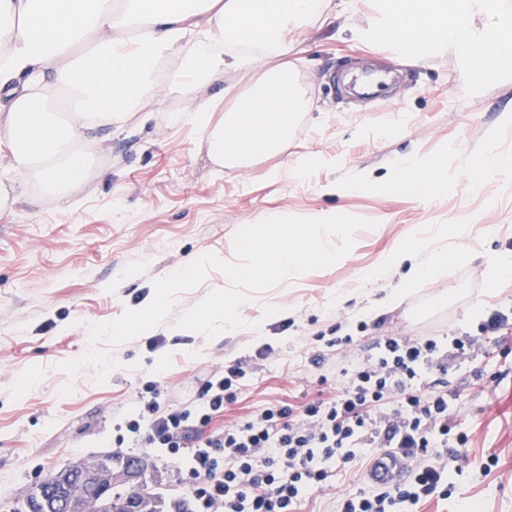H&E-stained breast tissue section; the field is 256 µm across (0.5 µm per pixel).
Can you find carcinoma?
<instances>
[{
  "instance_id": "1",
  "label": "carcinoma",
  "mask_w": 512,
  "mask_h": 512,
  "mask_svg": "<svg viewBox=\"0 0 512 512\" xmlns=\"http://www.w3.org/2000/svg\"><path fill=\"white\" fill-rule=\"evenodd\" d=\"M82 463L84 459L78 458L60 470L49 472L13 512H55L54 495L57 485L64 480L74 485L72 501L74 507L81 508V512H129L132 505L140 512H188L185 503L168 502L157 494L149 493L134 500L130 493L120 488L109 492L95 484L80 483L72 477L70 470Z\"/></svg>"
}]
</instances>
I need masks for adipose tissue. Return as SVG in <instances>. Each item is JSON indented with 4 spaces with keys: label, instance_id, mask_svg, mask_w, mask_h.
<instances>
[{
    "label": "adipose tissue",
    "instance_id": "ef3b65f1",
    "mask_svg": "<svg viewBox=\"0 0 512 512\" xmlns=\"http://www.w3.org/2000/svg\"><path fill=\"white\" fill-rule=\"evenodd\" d=\"M494 0H373L353 39L397 55L452 47L472 69L512 66V16L476 27ZM333 0H0V194L20 203L19 174L36 176L59 205L74 204L112 127L176 96L216 168L236 170L287 150L297 113L310 109L288 57L292 32L329 19ZM241 73L229 104L208 90ZM447 226L428 240L426 263L388 289L431 279L448 263Z\"/></svg>",
    "mask_w": 512,
    "mask_h": 512
}]
</instances>
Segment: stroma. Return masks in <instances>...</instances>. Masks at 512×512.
<instances>
[{
    "label": "stroma",
    "instance_id": "obj_1",
    "mask_svg": "<svg viewBox=\"0 0 512 512\" xmlns=\"http://www.w3.org/2000/svg\"><path fill=\"white\" fill-rule=\"evenodd\" d=\"M337 31L313 23L294 36L305 48L297 78L314 109L296 119L287 151L217 172L171 96L142 131H113L74 209H59L32 180L26 202L0 216V512H11L49 471L107 452L144 459L149 486L183 499L186 468L127 430L149 394L161 408L191 411L203 381L242 364L251 375L212 422L216 430L278 403L298 412L332 397L345 369L380 337H429L446 351L453 338L480 335L491 311L512 317V275L493 287L486 280L492 258L512 254V170L471 181L476 159L512 156V128L501 125L512 110V71L477 85L454 51L400 59ZM442 153L435 197L393 187L408 158ZM363 174L374 188L358 186ZM278 210L304 218L333 211L375 226L357 230L332 266L254 293L234 334L208 339L175 325L210 291L228 287L212 270L176 296L172 315L149 335L112 347L118 366L105 382L90 367L72 380L59 370L88 351L89 325L150 302L155 279L199 256H227L239 228ZM441 224L470 225V234L448 236L437 282L386 303V287L408 268H386L383 259L396 242L425 238ZM344 336L349 344L333 345ZM435 378L454 394L468 442L452 498L429 501L422 512H512V325L477 357L447 358ZM68 382L73 392L61 395ZM491 456L497 466L483 471ZM331 482L300 512H336L338 496L365 487L368 475L337 470Z\"/></svg>",
    "mask_w": 512,
    "mask_h": 512
}]
</instances>
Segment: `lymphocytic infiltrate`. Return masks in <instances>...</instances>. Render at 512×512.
Listing matches in <instances>:
<instances>
[{
	"label": "lymphocytic infiltrate",
	"instance_id": "obj_1",
	"mask_svg": "<svg viewBox=\"0 0 512 512\" xmlns=\"http://www.w3.org/2000/svg\"><path fill=\"white\" fill-rule=\"evenodd\" d=\"M376 348L334 397L307 404L298 417L290 406H273L190 444L247 382L246 371L231 366L201 386L195 412L151 400L128 429L146 432L149 446L173 459L189 458L186 492L195 512H297L306 495L327 487L332 468L372 465L382 448L407 462V476L340 497L337 512H420L432 499L452 497L450 476L468 436L448 423L452 398L423 387L443 365L436 341L384 336Z\"/></svg>",
	"mask_w": 512,
	"mask_h": 512
}]
</instances>
